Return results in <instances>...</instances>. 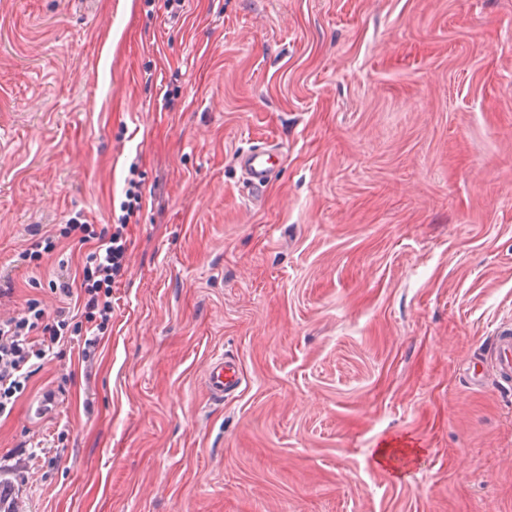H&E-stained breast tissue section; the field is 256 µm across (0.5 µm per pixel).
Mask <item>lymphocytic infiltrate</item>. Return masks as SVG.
<instances>
[{
	"instance_id": "lymphocytic-infiltrate-1",
	"label": "lymphocytic infiltrate",
	"mask_w": 512,
	"mask_h": 512,
	"mask_svg": "<svg viewBox=\"0 0 512 512\" xmlns=\"http://www.w3.org/2000/svg\"><path fill=\"white\" fill-rule=\"evenodd\" d=\"M141 208L140 182L128 178L118 223L98 229L75 216L57 234L45 236L42 249L20 252L22 261L40 260L76 230L83 241L96 243L82 267L79 286L66 281L59 284L62 305L53 317L30 307L0 320V417L11 414L32 377L54 357L56 348L74 345L82 360L94 357L112 320V288L125 272V230Z\"/></svg>"
}]
</instances>
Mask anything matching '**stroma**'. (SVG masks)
<instances>
[{"instance_id": "1", "label": "stroma", "mask_w": 512, "mask_h": 512, "mask_svg": "<svg viewBox=\"0 0 512 512\" xmlns=\"http://www.w3.org/2000/svg\"><path fill=\"white\" fill-rule=\"evenodd\" d=\"M133 163L111 330L0 417L20 512H512V384L470 383L512 322V0H0V308L53 314L90 244L19 253L116 222ZM279 156L280 152L273 147L258 145L240 153L238 162L245 174L248 190L254 193L265 186L279 161ZM243 381L238 364L222 356L213 358L207 367L206 383L210 395L218 400L235 391Z\"/></svg>"}]
</instances>
